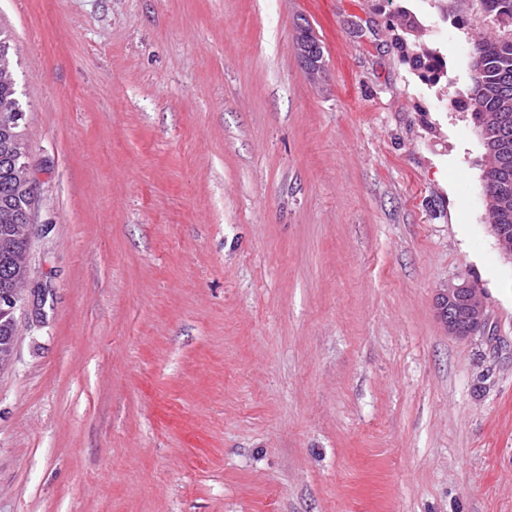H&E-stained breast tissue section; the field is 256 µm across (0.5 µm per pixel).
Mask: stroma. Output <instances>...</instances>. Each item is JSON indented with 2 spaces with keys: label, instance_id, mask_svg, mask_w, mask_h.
Segmentation results:
<instances>
[{
  "label": "stroma",
  "instance_id": "stroma-1",
  "mask_svg": "<svg viewBox=\"0 0 512 512\" xmlns=\"http://www.w3.org/2000/svg\"><path fill=\"white\" fill-rule=\"evenodd\" d=\"M401 4L437 85L379 0H0L38 185L0 512H512L468 35ZM462 277L488 330L454 339ZM393 28L400 30L405 34L411 35L418 42L415 45L416 50H407L405 38L396 37L397 45L402 49L405 63L418 75L425 83L434 85L447 74L446 64L436 49L422 47L420 43L423 37V26L420 25L417 17L403 7L397 8L392 13ZM437 316L454 338H466L483 333L488 317L478 288L467 279L448 283L440 288L436 298Z\"/></svg>",
  "mask_w": 512,
  "mask_h": 512
}]
</instances>
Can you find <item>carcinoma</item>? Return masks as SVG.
Returning <instances> with one entry per match:
<instances>
[{
  "label": "carcinoma",
  "mask_w": 512,
  "mask_h": 512,
  "mask_svg": "<svg viewBox=\"0 0 512 512\" xmlns=\"http://www.w3.org/2000/svg\"><path fill=\"white\" fill-rule=\"evenodd\" d=\"M443 13L455 9L459 25L478 31L471 42V84L467 92L453 100L459 112H468L479 129L487 163L482 172L484 194L493 197L487 204L491 223L503 236L512 237V0H435ZM393 28L423 37L417 17L400 7L393 11ZM405 63L431 85L447 74L446 64L435 49L416 45L407 50L405 38L396 37ZM11 39L0 30V103L17 99L15 80L5 76L13 71ZM25 139L22 128L15 134L0 130V293L18 287V277L28 272L30 244L22 224L32 213L37 196L15 187L14 172L28 163V152L18 154L13 140ZM15 312L0 309V360L13 359L16 335Z\"/></svg>",
  "instance_id": "carcinoma-1"
}]
</instances>
